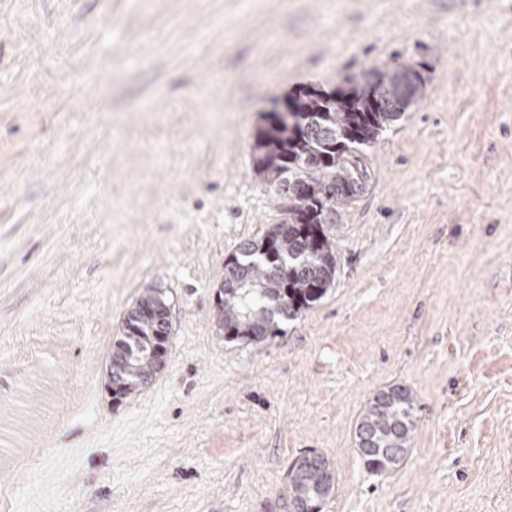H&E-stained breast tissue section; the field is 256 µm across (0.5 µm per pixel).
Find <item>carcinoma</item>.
Here are the masks:
<instances>
[{"instance_id":"1","label":"carcinoma","mask_w":512,"mask_h":512,"mask_svg":"<svg viewBox=\"0 0 512 512\" xmlns=\"http://www.w3.org/2000/svg\"><path fill=\"white\" fill-rule=\"evenodd\" d=\"M366 89L336 93L307 89L298 95L295 119L263 115L253 142L256 174L274 191L284 220L232 254L216 303L219 335L228 343L261 342L284 334L283 325L318 303L336 279L338 253L330 226L341 221L365 185L366 147L401 119L420 94L409 65L361 77ZM171 335L162 293L146 288L128 310L112 345V389L132 394L161 370L158 351ZM411 391L391 386L360 415L356 446L373 473L406 460L419 427ZM294 512H321L335 486L330 459L311 452L288 470Z\"/></svg>"}]
</instances>
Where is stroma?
I'll list each match as a JSON object with an SVG mask.
<instances>
[{"label": "stroma", "instance_id": "stroma-1", "mask_svg": "<svg viewBox=\"0 0 512 512\" xmlns=\"http://www.w3.org/2000/svg\"><path fill=\"white\" fill-rule=\"evenodd\" d=\"M418 70L334 228L338 269L285 335L227 343L225 259L284 216L254 171L274 102ZM163 291L153 384L114 401L126 311ZM412 390L392 473L355 425ZM31 406L5 512H512V0H0V425ZM419 412L411 391L399 385L369 401L355 429L358 454L368 471L381 473L403 464L419 427ZM291 503L294 512H312L332 494L335 486L330 459L322 453L310 452L296 459L288 470Z\"/></svg>", "mask_w": 512, "mask_h": 512}]
</instances>
